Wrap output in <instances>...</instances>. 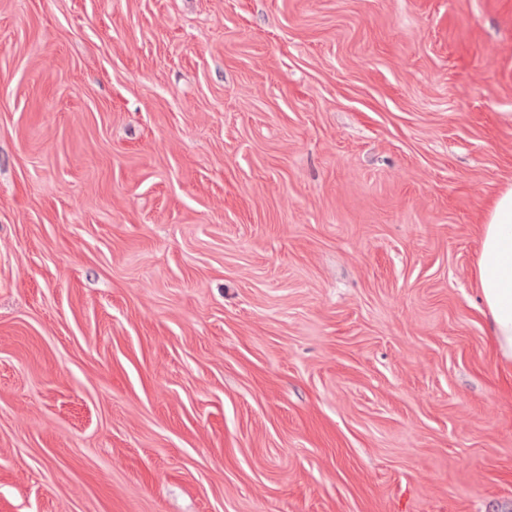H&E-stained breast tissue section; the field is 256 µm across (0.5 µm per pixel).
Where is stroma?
Segmentation results:
<instances>
[{"label":"stroma","instance_id":"stroma-1","mask_svg":"<svg viewBox=\"0 0 512 512\" xmlns=\"http://www.w3.org/2000/svg\"><path fill=\"white\" fill-rule=\"evenodd\" d=\"M511 184L512 0H0V512H512ZM477 281L496 351L512 364V185L498 194L482 226Z\"/></svg>","mask_w":512,"mask_h":512}]
</instances>
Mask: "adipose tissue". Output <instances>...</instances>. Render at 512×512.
<instances>
[{
  "label": "adipose tissue",
  "mask_w": 512,
  "mask_h": 512,
  "mask_svg": "<svg viewBox=\"0 0 512 512\" xmlns=\"http://www.w3.org/2000/svg\"><path fill=\"white\" fill-rule=\"evenodd\" d=\"M477 281L496 351L512 364V185L498 194L482 226Z\"/></svg>",
  "instance_id": "1"
}]
</instances>
